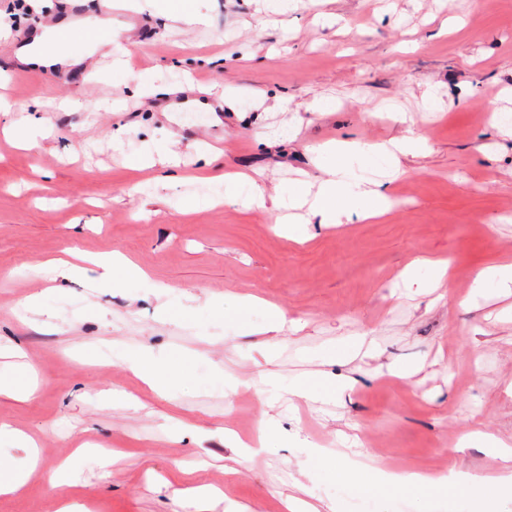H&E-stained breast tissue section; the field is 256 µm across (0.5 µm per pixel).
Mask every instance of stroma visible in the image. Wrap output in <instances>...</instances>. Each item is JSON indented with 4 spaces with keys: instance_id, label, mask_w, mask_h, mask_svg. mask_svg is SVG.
<instances>
[{
    "instance_id": "35a3bbf8",
    "label": "stroma",
    "mask_w": 512,
    "mask_h": 512,
    "mask_svg": "<svg viewBox=\"0 0 512 512\" xmlns=\"http://www.w3.org/2000/svg\"><path fill=\"white\" fill-rule=\"evenodd\" d=\"M165 6L116 0L129 68L98 53L81 70L22 76L6 42L46 15L39 0H0V96L14 105L0 129L36 119L47 130L31 149L0 132V379L36 386L27 400L0 389V424L20 432L0 438V459L25 471L29 437L41 452L0 512H416L413 488L364 497L337 484V467L494 480L512 449V294L473 296L472 278L512 262V135L488 126L494 108L512 109V0H297L284 16L263 0H194L203 26L170 21ZM188 82L201 99L236 94L218 112L171 111ZM430 91L440 111L424 110ZM121 96L118 112L56 107ZM320 97L335 108L310 111ZM387 101L430 150L402 157L379 219L304 224L294 243L272 210L223 201L222 183L193 177L209 145L216 172L267 193L318 184L313 146L403 135L379 113ZM161 148L182 161L167 184L121 163ZM187 198L202 208L178 211ZM67 248L122 254L151 281L95 285L94 271L58 265ZM419 258L450 260L447 279L405 287ZM249 294L288 327L259 308L235 335L236 299ZM358 334L365 344L347 349ZM175 349L192 364L164 397L130 361L146 351L165 363ZM298 377L334 388L333 401L292 395ZM262 421L267 447L243 461L238 442ZM475 431L483 440L464 444ZM82 445L114 459L100 466Z\"/></svg>"
}]
</instances>
